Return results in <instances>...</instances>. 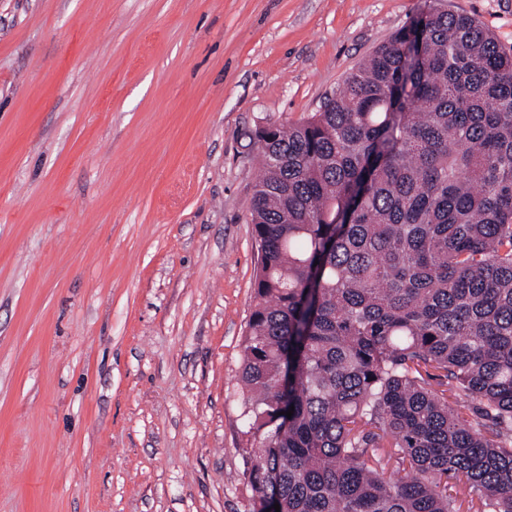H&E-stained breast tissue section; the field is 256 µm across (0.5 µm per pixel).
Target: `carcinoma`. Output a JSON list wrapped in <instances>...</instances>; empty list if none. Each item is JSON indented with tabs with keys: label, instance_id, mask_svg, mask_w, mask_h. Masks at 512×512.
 I'll return each mask as SVG.
<instances>
[{
	"label": "carcinoma",
	"instance_id": "obj_1",
	"mask_svg": "<svg viewBox=\"0 0 512 512\" xmlns=\"http://www.w3.org/2000/svg\"><path fill=\"white\" fill-rule=\"evenodd\" d=\"M258 143L250 512H512V52L428 4ZM448 497L454 500L458 512H483L484 510L480 494L453 478H448Z\"/></svg>",
	"mask_w": 512,
	"mask_h": 512
}]
</instances>
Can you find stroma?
Listing matches in <instances>:
<instances>
[{"label":"stroma","mask_w":512,"mask_h":512,"mask_svg":"<svg viewBox=\"0 0 512 512\" xmlns=\"http://www.w3.org/2000/svg\"><path fill=\"white\" fill-rule=\"evenodd\" d=\"M422 4L0 0V512H249L256 130Z\"/></svg>","instance_id":"stroma-1"}]
</instances>
